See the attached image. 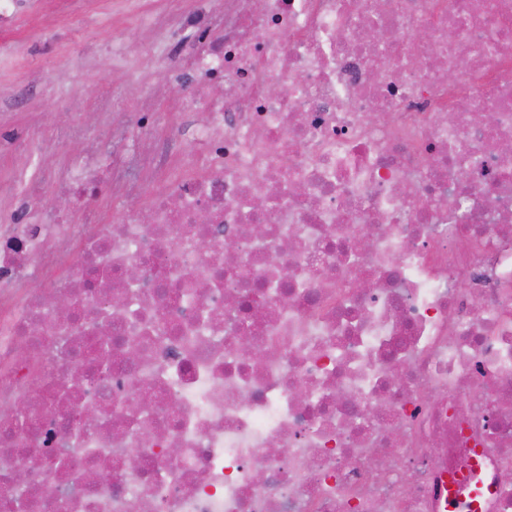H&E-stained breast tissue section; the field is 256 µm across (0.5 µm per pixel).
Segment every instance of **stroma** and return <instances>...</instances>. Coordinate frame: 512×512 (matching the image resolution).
Instances as JSON below:
<instances>
[{"instance_id":"obj_1","label":"stroma","mask_w":512,"mask_h":512,"mask_svg":"<svg viewBox=\"0 0 512 512\" xmlns=\"http://www.w3.org/2000/svg\"><path fill=\"white\" fill-rule=\"evenodd\" d=\"M60 2L19 0L15 16L0 23V182L24 168L32 125L69 129L40 157L49 179L26 201L0 199V210L44 223L50 201L62 195L54 175L89 163L121 178L122 190L101 182L87 198L99 222L110 224L132 215L154 188L140 166L149 144L143 109L160 115L175 156L193 147L208 122L206 113L181 111V97L170 92L168 34L136 20L141 13L177 15L190 9L191 0H112L105 13L87 6L64 12ZM103 124L111 137L92 140Z\"/></svg>"}]
</instances>
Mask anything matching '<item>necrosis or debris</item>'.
<instances>
[{
  "label": "necrosis or debris",
  "mask_w": 512,
  "mask_h": 512,
  "mask_svg": "<svg viewBox=\"0 0 512 512\" xmlns=\"http://www.w3.org/2000/svg\"><path fill=\"white\" fill-rule=\"evenodd\" d=\"M179 33L209 122L145 211L0 222V512H512V0Z\"/></svg>",
  "instance_id": "1"
}]
</instances>
